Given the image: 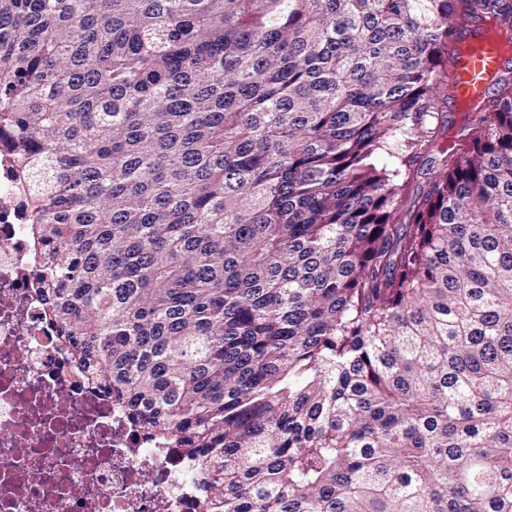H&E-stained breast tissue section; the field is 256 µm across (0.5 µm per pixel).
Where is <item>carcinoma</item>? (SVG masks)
<instances>
[{"mask_svg": "<svg viewBox=\"0 0 512 512\" xmlns=\"http://www.w3.org/2000/svg\"><path fill=\"white\" fill-rule=\"evenodd\" d=\"M467 25L512 0H0L46 306L200 512H512V76L448 124Z\"/></svg>", "mask_w": 512, "mask_h": 512, "instance_id": "1", "label": "carcinoma"}]
</instances>
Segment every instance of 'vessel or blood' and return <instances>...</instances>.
<instances>
[{
	"label": "vessel or blood",
	"mask_w": 512,
	"mask_h": 512,
	"mask_svg": "<svg viewBox=\"0 0 512 512\" xmlns=\"http://www.w3.org/2000/svg\"><path fill=\"white\" fill-rule=\"evenodd\" d=\"M458 65L454 76L459 95L477 102L484 98L491 79L500 72L503 50L486 30L467 31L457 45Z\"/></svg>",
	"instance_id": "1"
}]
</instances>
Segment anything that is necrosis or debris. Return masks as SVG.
<instances>
[{"label":"necrosis or debris","mask_w":512,"mask_h":512,"mask_svg":"<svg viewBox=\"0 0 512 512\" xmlns=\"http://www.w3.org/2000/svg\"><path fill=\"white\" fill-rule=\"evenodd\" d=\"M13 168L0 145V512H198L196 461L143 440L59 340Z\"/></svg>","instance_id":"1"}]
</instances>
